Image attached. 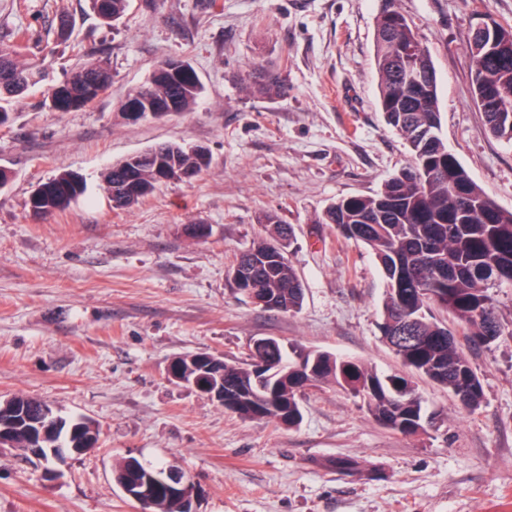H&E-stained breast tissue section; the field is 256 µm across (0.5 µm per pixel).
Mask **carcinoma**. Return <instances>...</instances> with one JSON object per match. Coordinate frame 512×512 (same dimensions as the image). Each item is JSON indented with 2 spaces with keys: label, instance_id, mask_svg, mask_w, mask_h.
Here are the masks:
<instances>
[{
  "label": "carcinoma",
  "instance_id": "cac0c4a2",
  "mask_svg": "<svg viewBox=\"0 0 512 512\" xmlns=\"http://www.w3.org/2000/svg\"><path fill=\"white\" fill-rule=\"evenodd\" d=\"M129 0H91L93 11L105 25L126 15ZM374 67L378 77L379 106L386 124L404 137L412 161L390 177L373 195L337 199L322 221L340 236L367 248L378 260L386 290L378 328L381 338L406 367L444 385L461 408L474 413L483 403V388L467 346L492 345L503 333L497 313L495 289L512 284V210L500 207L470 177L441 134L436 72L407 18L384 0L375 29ZM21 46H0V125L8 120L6 105L45 80V72L20 58ZM470 78L473 99L485 125L498 139L512 143V26L481 38L471 35ZM419 62L431 70L421 85L407 87L401 69ZM243 89L259 96L286 91L282 75L271 69L248 70L239 76ZM111 73L101 60H89L60 83L49 88V108L55 112L82 110L110 84ZM202 93L200 80L184 58L158 63L144 85L132 90L121 111L133 119L161 118L172 112H190ZM212 164L204 146L167 143L132 154L102 173L109 192L120 197L115 206L129 209L183 176L195 177ZM85 189L76 173L60 169L43 183L40 194L28 201L31 219L43 220L67 209ZM272 240H261L236 258L231 277L246 271L256 296L274 299L277 311L299 310L304 286L288 257L269 258L272 242L292 241L293 228L272 215ZM453 315L451 322L434 310ZM330 353L290 342L256 347L243 363L224 362V387L251 386L253 361L264 358L281 365L275 374L279 405L259 413L242 405L243 419L296 427L302 420L301 399L306 390L333 384L360 401L380 425L405 435L437 423L440 414L428 410L412 381L396 372H380L349 356L329 360ZM317 360L309 385L296 369L297 360ZM172 368L185 376L208 382L194 355L177 357ZM45 403L25 394L0 400V436L4 443L24 451L32 447ZM53 438L61 448H90L99 434L90 419L59 418ZM164 463L125 458L113 467L118 486H142ZM149 512H184L183 498L162 491Z\"/></svg>",
  "mask_w": 512,
  "mask_h": 512
}]
</instances>
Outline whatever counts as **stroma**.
I'll use <instances>...</instances> for the list:
<instances>
[{
	"mask_svg": "<svg viewBox=\"0 0 512 512\" xmlns=\"http://www.w3.org/2000/svg\"><path fill=\"white\" fill-rule=\"evenodd\" d=\"M437 76L442 136L473 180L512 210V145L476 108L468 39L489 18L512 25V0H396ZM381 0H131L103 26L90 0H0V42L28 33L44 68L0 126V400L35 395L93 420L100 446L51 469L0 447V512H138L113 479L121 458L170 461L193 476V512H512V285L496 291L507 333L471 360L484 402L468 413L447 387L416 379L444 424L403 435L333 385L302 397L288 429L245 420L168 369L197 352L245 360L253 340L399 364L377 327L385 281L374 256L318 218L332 201L377 191L408 166L405 140L378 106L373 66ZM71 16L58 37L57 13ZM187 59L204 91L193 111L134 121L119 112L161 60ZM111 87L86 109L53 112L50 85L89 60ZM272 65L286 94L257 98L242 71ZM207 147L210 169L113 209L107 166L156 144ZM67 168L86 191L42 221L38 185ZM291 225L287 256L305 286L295 313L261 309L235 290L234 257L267 237L266 214ZM209 227L203 238L185 225ZM359 468L341 472L333 460Z\"/></svg>",
	"mask_w": 512,
	"mask_h": 512,
	"instance_id": "obj_1",
	"label": "stroma"
}]
</instances>
